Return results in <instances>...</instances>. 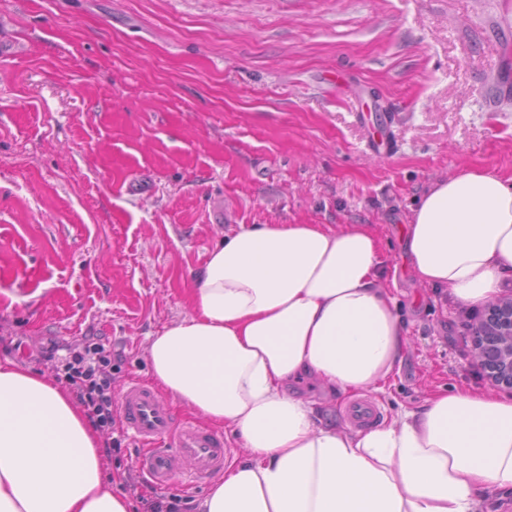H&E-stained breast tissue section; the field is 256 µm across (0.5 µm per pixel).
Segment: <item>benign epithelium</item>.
<instances>
[{
  "mask_svg": "<svg viewBox=\"0 0 512 512\" xmlns=\"http://www.w3.org/2000/svg\"><path fill=\"white\" fill-rule=\"evenodd\" d=\"M471 336L476 368L491 385L512 392V298L489 304Z\"/></svg>",
  "mask_w": 512,
  "mask_h": 512,
  "instance_id": "1",
  "label": "benign epithelium"
}]
</instances>
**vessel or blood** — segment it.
Listing matches in <instances>:
<instances>
[{"label":"vessel or blood","instance_id":"1","mask_svg":"<svg viewBox=\"0 0 512 512\" xmlns=\"http://www.w3.org/2000/svg\"><path fill=\"white\" fill-rule=\"evenodd\" d=\"M120 401L126 433L145 446L138 466L152 485L166 487L180 460L188 463L185 478L193 485L223 472L227 458L223 437L191 422H176L156 388L138 379L129 380ZM346 415L349 423L359 428L376 421L380 411L372 401L358 399L348 405Z\"/></svg>","mask_w":512,"mask_h":512}]
</instances>
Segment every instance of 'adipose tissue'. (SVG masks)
Here are the masks:
<instances>
[{"mask_svg": "<svg viewBox=\"0 0 512 512\" xmlns=\"http://www.w3.org/2000/svg\"><path fill=\"white\" fill-rule=\"evenodd\" d=\"M405 250L455 304L512 289V176L464 166L411 210ZM406 329L364 224H242L195 273L190 311L145 354L172 400L246 450L198 512H482L512 490V396L439 390L366 429L323 421L295 392L384 391ZM0 512H130L96 435L46 375L0 363Z\"/></svg>", "mask_w": 512, "mask_h": 512, "instance_id": "1", "label": "adipose tissue"}]
</instances>
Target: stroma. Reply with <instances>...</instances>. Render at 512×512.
Segmentation results:
<instances>
[{"instance_id":"obj_1","label":"stroma","mask_w":512,"mask_h":512,"mask_svg":"<svg viewBox=\"0 0 512 512\" xmlns=\"http://www.w3.org/2000/svg\"><path fill=\"white\" fill-rule=\"evenodd\" d=\"M465 164L512 174V0H0V362L92 329L120 396L224 232L369 224L408 339L383 417L488 390L399 231Z\"/></svg>"}]
</instances>
